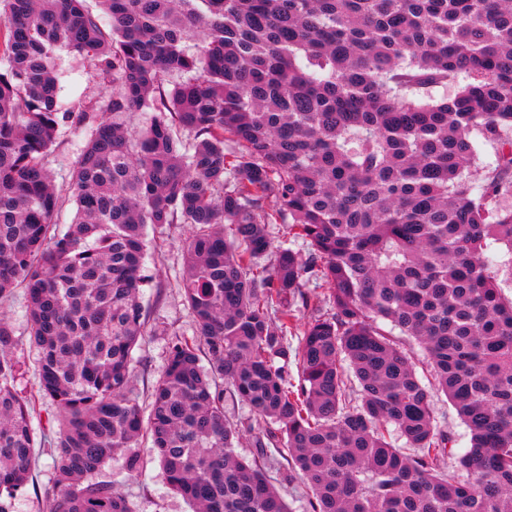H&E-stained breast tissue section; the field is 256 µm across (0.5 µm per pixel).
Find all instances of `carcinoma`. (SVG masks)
<instances>
[{"mask_svg":"<svg viewBox=\"0 0 512 512\" xmlns=\"http://www.w3.org/2000/svg\"><path fill=\"white\" fill-rule=\"evenodd\" d=\"M98 2L0 0V302L23 290L55 409L49 512H136L104 468L136 472L144 438L194 512H291L275 465L305 512H512V0ZM60 49L112 92L61 108ZM133 112L152 113L135 135ZM68 123L93 130L59 189L48 156ZM148 224L189 227L195 330L172 339L145 420ZM307 274L329 309L294 347ZM17 344L1 316L0 512L37 445ZM226 391L249 417L226 416ZM437 392L470 436L451 473ZM271 483L281 492L294 512H302L301 507L306 501V488L299 478L286 479L282 473H268Z\"/></svg>","mask_w":512,"mask_h":512,"instance_id":"cac0c4a2","label":"carcinoma"}]
</instances>
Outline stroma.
Wrapping results in <instances>:
<instances>
[{
    "mask_svg": "<svg viewBox=\"0 0 512 512\" xmlns=\"http://www.w3.org/2000/svg\"><path fill=\"white\" fill-rule=\"evenodd\" d=\"M59 97L69 103L78 99L97 101L107 96L109 86L97 77L84 57L58 51ZM91 125H64L49 155V167L56 185H65L72 166L86 145ZM188 229L182 224H150L146 227L145 283L142 304L147 334L133 351L134 386L140 396H147L161 374L171 340L189 336L194 331L193 318L184 300L180 285L183 275L182 244ZM14 328L18 346L14 353L17 395L34 406L33 426L42 432L53 414L48 400L39 397L35 368L37 353L27 336L28 312L23 291L0 305ZM142 464L137 473H129L123 458L112 459L106 467L113 483L134 503L136 512H192L191 506L166 487L161 466L151 449L150 441L140 447ZM35 465L29 482L13 502V512H46L51 486L53 457L48 448H34Z\"/></svg>",
    "mask_w": 512,
    "mask_h": 512,
    "instance_id": "35a3bbf8",
    "label": "stroma"
}]
</instances>
